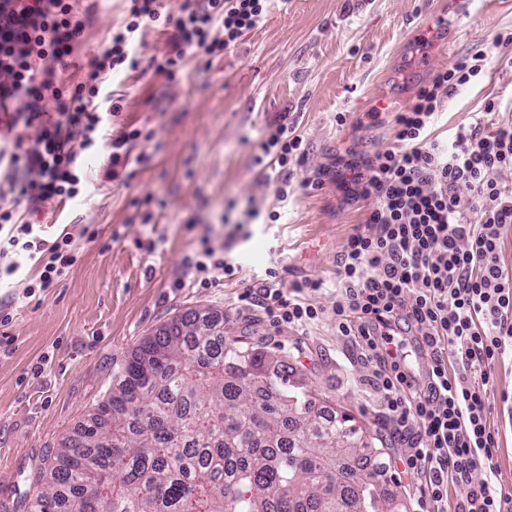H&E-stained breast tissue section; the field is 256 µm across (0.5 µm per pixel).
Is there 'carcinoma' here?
Masks as SVG:
<instances>
[{"mask_svg": "<svg viewBox=\"0 0 512 512\" xmlns=\"http://www.w3.org/2000/svg\"><path fill=\"white\" fill-rule=\"evenodd\" d=\"M189 310L144 338L74 435L36 468L27 512H388L370 437L288 392L265 364Z\"/></svg>", "mask_w": 512, "mask_h": 512, "instance_id": "cac0c4a2", "label": "carcinoma"}]
</instances>
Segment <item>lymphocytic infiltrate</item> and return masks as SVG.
<instances>
[{"instance_id": "f902f5d3", "label": "lymphocytic infiltrate", "mask_w": 512, "mask_h": 512, "mask_svg": "<svg viewBox=\"0 0 512 512\" xmlns=\"http://www.w3.org/2000/svg\"><path fill=\"white\" fill-rule=\"evenodd\" d=\"M271 2L197 0L165 16L160 0H130L129 21L72 89L63 74L86 27L79 0H0V281L33 264L31 285L44 292L75 263L72 242L86 228L50 240L34 216L45 202L82 193L83 157L121 109L117 94L111 112L101 109L107 76L138 70L175 78L191 58L220 55L265 23ZM148 21L170 27V48L145 60L137 34ZM485 61L478 50L438 72L398 113L394 146L349 165L344 182L350 198L375 206L340 254L336 325L374 364L383 413L393 434L409 440L404 468L426 474L420 500L436 512H512L511 492L490 478L472 480L497 444L489 395L499 360L512 353V269L498 256L512 192L496 179L512 171V121L489 133L477 122L461 127L448 145L431 136L444 98L475 80ZM50 102L55 112H47ZM259 149L282 170L304 155L300 135L284 123L269 128ZM240 267L206 245L188 261L189 283L208 288ZM322 287L286 289L269 267L247 297L302 328L323 314L302 292ZM412 332L429 354L420 374L403 353Z\"/></svg>"}]
</instances>
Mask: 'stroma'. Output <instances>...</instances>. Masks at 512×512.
Masks as SVG:
<instances>
[{
  "instance_id": "1",
  "label": "stroma",
  "mask_w": 512,
  "mask_h": 512,
  "mask_svg": "<svg viewBox=\"0 0 512 512\" xmlns=\"http://www.w3.org/2000/svg\"><path fill=\"white\" fill-rule=\"evenodd\" d=\"M87 2L91 11L68 69L75 82L129 8L127 0ZM435 21L443 29L421 38ZM510 30L512 0H492L472 21L459 0H273L266 23L222 55L190 60L176 80L137 71L111 78L123 96L114 130L130 125L151 132V140L133 145L125 183L106 181L101 149L85 159L88 192L44 204L47 238L67 224L88 229L76 238L77 261L56 288L31 293L24 278L0 286L10 312L0 324V512H23L29 475L107 397L113 373L143 338L203 308L223 314L228 336L252 337L264 353L290 359L296 385L319 405L355 418L384 450L391 489L407 512H419L422 478L404 472L399 458L407 448L382 425L369 383L374 367L341 335L333 314L338 255L374 207L347 199L344 164L390 147L396 113L471 50H484L488 67L444 100L433 137L452 142L490 101L496 111L486 115L485 131L512 118V46L493 41ZM283 120L305 145L284 201L256 161L260 140ZM255 209L278 219L259 223ZM206 243L242 258V271L210 288L177 287L188 258ZM270 265L288 289L323 281L308 295L322 317L296 329L246 307L242 293ZM496 375L490 402L498 446L491 469L473 478L492 472L512 489V418L501 401L512 395V356Z\"/></svg>"
}]
</instances>
